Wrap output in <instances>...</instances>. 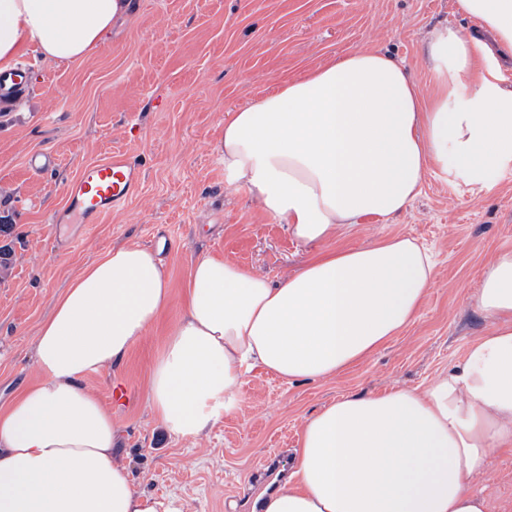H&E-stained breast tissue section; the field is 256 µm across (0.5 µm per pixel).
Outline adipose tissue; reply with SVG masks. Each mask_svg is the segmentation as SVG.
Here are the masks:
<instances>
[{
  "instance_id": "1",
  "label": "adipose tissue",
  "mask_w": 512,
  "mask_h": 512,
  "mask_svg": "<svg viewBox=\"0 0 512 512\" xmlns=\"http://www.w3.org/2000/svg\"><path fill=\"white\" fill-rule=\"evenodd\" d=\"M512 49V0H457ZM130 0H0V69L35 47L73 63L97 52ZM422 91L376 49L283 80L224 119L227 185L248 191L309 252L285 281L210 255L189 266L181 315L146 391L165 431L205 436L238 409L244 376L324 381L411 325L433 285L423 245L393 235L329 248L337 231L384 223L430 169L485 188L512 169V84L481 40L448 26L424 47ZM158 253L136 243L86 265L34 340L38 380L0 408V512H190L137 490L112 455V411L91 373L119 367L170 302ZM474 309L494 318L462 362L424 388L349 393L302 427L295 464L259 512H489L471 477L512 448V248L486 267Z\"/></svg>"
}]
</instances>
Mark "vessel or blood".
<instances>
[{
	"label": "vessel or blood",
	"mask_w": 512,
	"mask_h": 512,
	"mask_svg": "<svg viewBox=\"0 0 512 512\" xmlns=\"http://www.w3.org/2000/svg\"><path fill=\"white\" fill-rule=\"evenodd\" d=\"M30 91L28 67L21 64L0 72V107L10 108ZM143 178L139 164L122 151L87 164L64 189L65 204L54 210L49 222L54 227L67 224H98L112 211L124 207L141 193Z\"/></svg>",
	"instance_id": "vessel-or-blood-1"
}]
</instances>
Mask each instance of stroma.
<instances>
[{
	"mask_svg": "<svg viewBox=\"0 0 512 512\" xmlns=\"http://www.w3.org/2000/svg\"><path fill=\"white\" fill-rule=\"evenodd\" d=\"M103 49L84 61L55 64L34 49L31 91L0 111V236L10 250L11 276L0 283V407L37 379L34 338L55 299L90 262L128 243L169 239L163 256L172 297L118 370L86 385L103 404L124 382L128 404L116 407L115 455L137 490L175 495L191 512H252L268 482L253 468L278 454L275 475L289 473L305 419L347 393L424 387L460 361L492 319L473 311L483 269L512 246V171L477 191L426 173L418 196L388 223L366 222L339 232L350 246L386 236L416 239L432 253L435 280L416 321L367 360L336 378L287 383L253 370L241 405L206 436H170L150 412L145 391L168 325L177 319L190 263L221 256L278 282L299 270L304 249L248 192L228 186L218 148L224 116L277 81L302 74L354 48H374L405 62L421 86L430 83L423 47L442 24L482 36L479 22L456 0H133ZM120 150L140 164L144 188L124 209L82 232L58 253L48 218L64 204V188L88 163ZM54 154L53 169L33 173L27 160ZM471 487L491 512H512V449L493 450Z\"/></svg>",
	"mask_w": 512,
	"mask_h": 512,
	"instance_id": "obj_1",
	"label": "stroma"
}]
</instances>
